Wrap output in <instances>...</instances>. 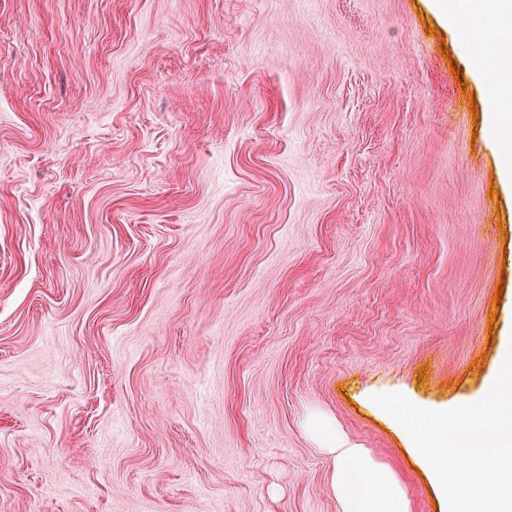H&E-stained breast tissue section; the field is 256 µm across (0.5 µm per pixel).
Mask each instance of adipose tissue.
<instances>
[{"instance_id":"1","label":"adipose tissue","mask_w":512,"mask_h":512,"mask_svg":"<svg viewBox=\"0 0 512 512\" xmlns=\"http://www.w3.org/2000/svg\"><path fill=\"white\" fill-rule=\"evenodd\" d=\"M435 7L451 25L465 9L483 19L466 41L477 58L476 75L485 84L511 87L512 60L489 63L480 54L504 16H512V0H435ZM306 427L317 449L332 461L331 488L340 512H411L406 491L388 465L377 462L368 449L348 443L324 415H310Z\"/></svg>"}]
</instances>
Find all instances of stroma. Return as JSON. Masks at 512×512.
Here are the masks:
<instances>
[{
	"mask_svg": "<svg viewBox=\"0 0 512 512\" xmlns=\"http://www.w3.org/2000/svg\"><path fill=\"white\" fill-rule=\"evenodd\" d=\"M431 3L0 0V512H339L313 411L434 512L371 397L497 372L512 149Z\"/></svg>",
	"mask_w": 512,
	"mask_h": 512,
	"instance_id": "1",
	"label": "stroma"
}]
</instances>
